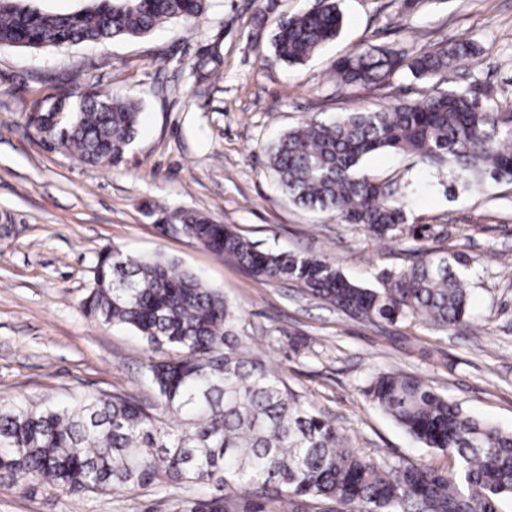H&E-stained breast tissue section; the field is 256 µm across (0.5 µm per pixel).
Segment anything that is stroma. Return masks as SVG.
<instances>
[{"label":"stroma","instance_id":"1","mask_svg":"<svg viewBox=\"0 0 512 512\" xmlns=\"http://www.w3.org/2000/svg\"><path fill=\"white\" fill-rule=\"evenodd\" d=\"M340 35L307 62L274 61L287 14L316 0H207L203 16L171 21L139 39L54 48L0 47V401L69 400L77 394L155 396L148 346L131 331L95 323L79 303L104 245L161 255L220 290L240 310L254 350L290 387L327 413L352 447L439 470L447 456L421 447L363 394L381 372L427 377L472 415L512 430V185L458 188L409 155L380 152L364 170L415 189L407 228L379 242L355 224L291 204L278 190L269 144L315 115L414 99L425 82L399 70L378 84L339 86L337 61L375 44L418 53L459 38L482 52L460 84L512 102V0H337ZM218 53L220 80L197 82L200 55ZM94 87L143 104L140 133L123 163H81L28 120L34 99H79ZM199 211L266 251L320 253L347 278L410 264L419 245L464 251L472 325L444 334L413 322L367 323L284 283L262 281L236 260L163 230L174 211ZM423 229L424 240L413 232ZM0 512H126L119 498L19 492L0 476Z\"/></svg>","mask_w":512,"mask_h":512}]
</instances>
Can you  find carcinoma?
I'll list each match as a JSON object with an SVG mask.
<instances>
[{
    "label": "carcinoma",
    "mask_w": 512,
    "mask_h": 512,
    "mask_svg": "<svg viewBox=\"0 0 512 512\" xmlns=\"http://www.w3.org/2000/svg\"><path fill=\"white\" fill-rule=\"evenodd\" d=\"M0 0V46L48 48L149 35L169 20L200 17L205 0H97L66 15ZM336 0L284 18L275 57L307 61L339 34ZM482 49L460 38L414 55L369 46L340 60L339 85L377 84L406 69L432 92L374 110L310 118L269 148L270 168L296 206L329 212L344 224L391 240L407 221L409 190L361 172L371 154L391 150L446 168V191L488 181L512 184V112L490 92L454 86L457 67ZM216 53L199 58L200 81L220 75ZM141 105L127 95L86 90L37 99L30 124L65 152L101 169L119 166L139 129ZM202 247L236 259L263 281L287 283L361 321L413 320L436 331L470 326L465 285L478 262L463 252L422 244L419 259L384 269L379 286L352 281L327 259L257 248L232 227L196 212L173 214ZM80 308L105 326L128 328L152 356L146 364L157 399L118 392L83 395L66 405L0 402V471L21 492L34 481L63 493L136 492L174 485L240 491L188 501L184 512H283L282 501L334 503L348 512H498L512 498V431L479 419L419 375L383 372L364 394L416 442L448 455L450 471L402 459L380 461L346 445L335 421L313 411L281 370L239 335V310L223 292L163 256L140 257L106 246L92 268Z\"/></svg>",
    "instance_id": "cac0c4a2"
}]
</instances>
